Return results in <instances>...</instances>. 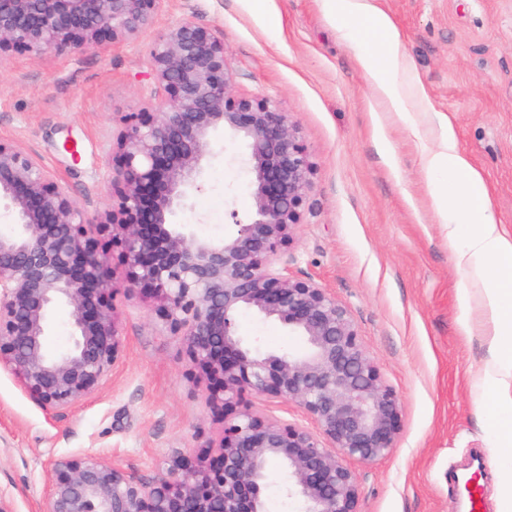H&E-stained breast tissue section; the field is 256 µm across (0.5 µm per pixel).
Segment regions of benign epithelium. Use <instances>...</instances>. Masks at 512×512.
<instances>
[{"mask_svg":"<svg viewBox=\"0 0 512 512\" xmlns=\"http://www.w3.org/2000/svg\"><path fill=\"white\" fill-rule=\"evenodd\" d=\"M165 0H0V62L16 55L76 56L136 41ZM163 91L119 117L110 142L112 206L88 215L40 158L0 139V366L42 407L93 397L123 358L113 297L139 292L186 345L191 375L222 420L219 444L179 456L145 482L106 457L49 462L42 512H262L265 471L277 461L297 512H360L349 460L387 457L401 427L398 395L368 355L348 308L280 263L310 187L297 128L269 98L232 91L235 71L217 30L185 21L149 48ZM246 146L252 214L222 237L179 216L204 184L214 135ZM111 243L122 283L103 259ZM70 308L71 345L49 354L48 316ZM252 312L301 337L297 352L262 353L236 332ZM295 404L282 422L243 400Z\"/></svg>","mask_w":512,"mask_h":512,"instance_id":"obj_1","label":"benign epithelium"}]
</instances>
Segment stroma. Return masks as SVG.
Listing matches in <instances>:
<instances>
[{
	"label": "stroma",
	"instance_id": "obj_1",
	"mask_svg": "<svg viewBox=\"0 0 512 512\" xmlns=\"http://www.w3.org/2000/svg\"><path fill=\"white\" fill-rule=\"evenodd\" d=\"M395 22L427 92L416 114L451 116L482 170L491 209L512 230V0H376ZM255 0H166L138 41L77 57L18 56L0 66V139L37 155L88 214L112 204V115L154 94L148 48L159 31L190 20L224 37L235 94L269 98L299 129L313 166L294 243L284 260L349 309L361 339L397 392L402 424L391 454L354 463L361 512H465L455 477L482 467L483 512H498L505 455L494 454L497 419L480 409L476 377L486 359L480 322L463 329L466 274L430 207L433 179L421 143L390 122L398 168L380 157L370 114L374 88L320 0H266L279 25L262 23ZM244 145L215 136L204 188L183 222L220 235L230 213L252 212ZM125 351L94 398L49 411L0 368V493L17 512H40L50 459L112 458L146 482L178 455L219 437L206 390L190 374L186 346L151 300L114 297ZM238 333L265 351H292L277 322L245 314Z\"/></svg>",
	"mask_w": 512,
	"mask_h": 512
}]
</instances>
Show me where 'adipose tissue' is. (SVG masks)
<instances>
[{"instance_id":"obj_1","label":"adipose tissue","mask_w":512,"mask_h":512,"mask_svg":"<svg viewBox=\"0 0 512 512\" xmlns=\"http://www.w3.org/2000/svg\"><path fill=\"white\" fill-rule=\"evenodd\" d=\"M325 18L351 46L386 111L404 124H412L414 100L426 97L400 33L392 19L374 0H321ZM378 39L377 50H369L366 33ZM435 144L423 148L422 168L430 175L450 174L451 186H436L430 206L448 232V247L458 264L481 282L480 294L462 288L464 305L478 303L486 322L489 359L481 381L491 390L487 407L503 414L497 429L500 447H512V231L507 230L488 205L482 172L461 147L448 114L431 115ZM471 225L465 246L457 244V227Z\"/></svg>"}]
</instances>
